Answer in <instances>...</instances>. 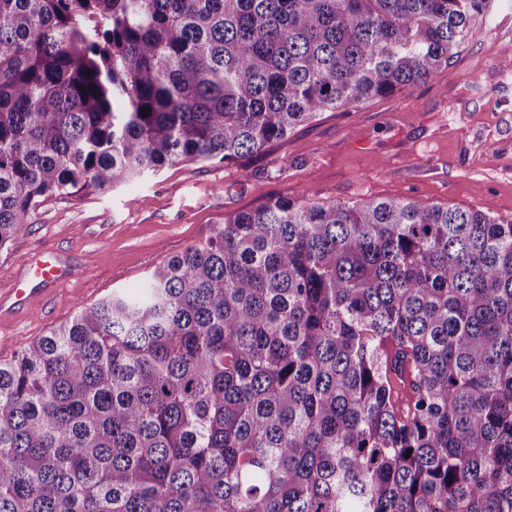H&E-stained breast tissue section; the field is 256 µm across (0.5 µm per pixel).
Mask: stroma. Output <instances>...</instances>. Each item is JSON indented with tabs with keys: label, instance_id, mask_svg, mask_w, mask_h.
<instances>
[{
	"label": "stroma",
	"instance_id": "1",
	"mask_svg": "<svg viewBox=\"0 0 512 512\" xmlns=\"http://www.w3.org/2000/svg\"><path fill=\"white\" fill-rule=\"evenodd\" d=\"M512 0H493L437 76L347 112L322 113L231 164H184L108 190L51 197L0 250V292L36 254L74 274L29 308L0 313V359L113 291L138 293L163 260L204 240L225 216L280 197L449 203L512 221Z\"/></svg>",
	"mask_w": 512,
	"mask_h": 512
}]
</instances>
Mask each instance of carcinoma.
<instances>
[{"mask_svg": "<svg viewBox=\"0 0 512 512\" xmlns=\"http://www.w3.org/2000/svg\"><path fill=\"white\" fill-rule=\"evenodd\" d=\"M491 2L0 0V249L51 196L431 80ZM0 512H512V222L304 196L212 225L0 361Z\"/></svg>", "mask_w": 512, "mask_h": 512, "instance_id": "cac0c4a2", "label": "carcinoma"}]
</instances>
